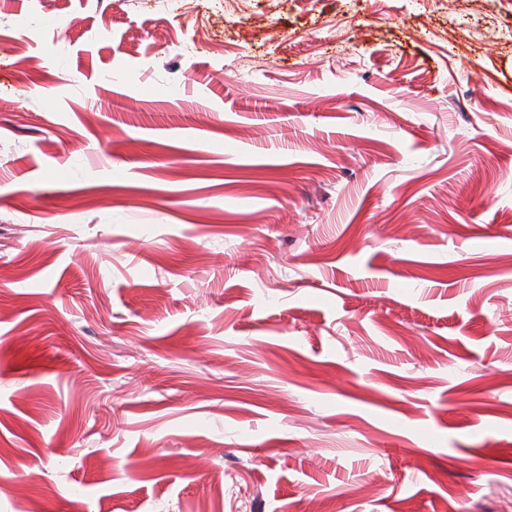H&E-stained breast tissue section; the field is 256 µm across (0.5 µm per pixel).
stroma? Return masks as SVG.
Listing matches in <instances>:
<instances>
[{"instance_id": "35a3bbf8", "label": "stroma", "mask_w": 512, "mask_h": 512, "mask_svg": "<svg viewBox=\"0 0 512 512\" xmlns=\"http://www.w3.org/2000/svg\"><path fill=\"white\" fill-rule=\"evenodd\" d=\"M1 263L0 512H512V0H0Z\"/></svg>"}]
</instances>
